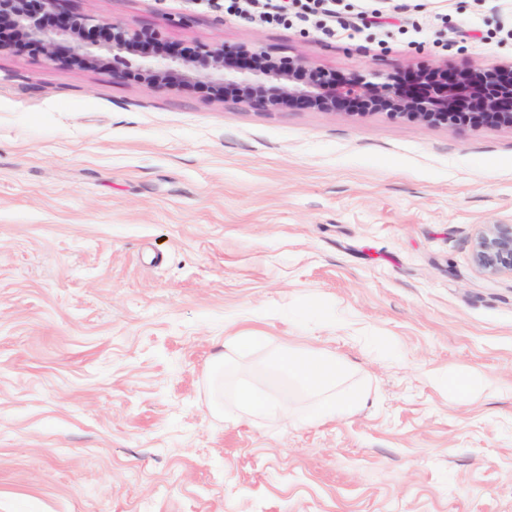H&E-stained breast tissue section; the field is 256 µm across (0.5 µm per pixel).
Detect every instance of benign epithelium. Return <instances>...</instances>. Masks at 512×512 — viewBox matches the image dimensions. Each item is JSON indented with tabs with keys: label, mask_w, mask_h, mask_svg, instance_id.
Listing matches in <instances>:
<instances>
[{
	"label": "benign epithelium",
	"mask_w": 512,
	"mask_h": 512,
	"mask_svg": "<svg viewBox=\"0 0 512 512\" xmlns=\"http://www.w3.org/2000/svg\"><path fill=\"white\" fill-rule=\"evenodd\" d=\"M60 5L61 0H0V48L32 45L49 60L61 56L77 64L110 67L112 76L133 77L154 89L201 87L216 99L234 97L270 111L307 104L334 113L338 102L355 98L362 115L384 113L429 126L512 128V68L460 69L451 78L446 66L424 68L417 72L420 84L410 93L399 69L377 81L359 73L339 81L302 54L275 57L246 43L173 49L158 56L156 32L61 12ZM128 55L141 58L136 68L118 66ZM300 73L307 75L301 83ZM464 94L479 99V111L460 109ZM473 259L487 276L512 274V225H485L474 240Z\"/></svg>",
	"instance_id": "7a95c632"
}]
</instances>
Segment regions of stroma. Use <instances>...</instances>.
Masks as SVG:
<instances>
[{"label": "stroma", "mask_w": 512, "mask_h": 512, "mask_svg": "<svg viewBox=\"0 0 512 512\" xmlns=\"http://www.w3.org/2000/svg\"><path fill=\"white\" fill-rule=\"evenodd\" d=\"M68 7L340 77L512 65V0H336L381 22L334 36L224 0ZM486 224H512L510 128L264 111L0 49V512H512V275L476 267ZM281 349L335 355L364 403L304 423ZM244 380L294 421L241 416Z\"/></svg>", "instance_id": "1"}]
</instances>
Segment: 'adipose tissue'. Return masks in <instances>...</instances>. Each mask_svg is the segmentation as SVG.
Instances as JSON below:
<instances>
[{
    "label": "adipose tissue",
    "instance_id": "1",
    "mask_svg": "<svg viewBox=\"0 0 512 512\" xmlns=\"http://www.w3.org/2000/svg\"><path fill=\"white\" fill-rule=\"evenodd\" d=\"M273 367L288 373L314 399L311 419L327 420L354 410L364 399L358 388H345V366L335 356L320 351L296 354L279 351L270 358Z\"/></svg>",
    "mask_w": 512,
    "mask_h": 512
}]
</instances>
